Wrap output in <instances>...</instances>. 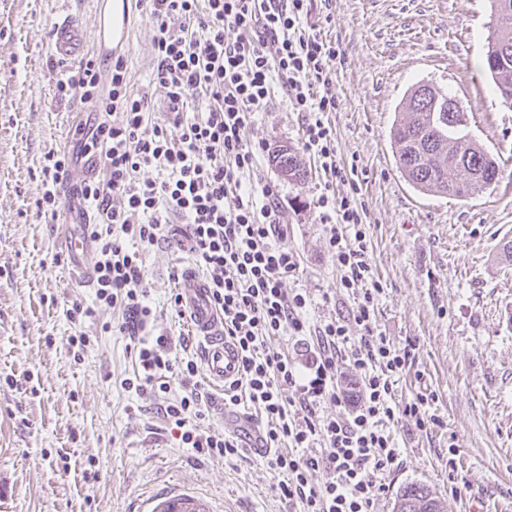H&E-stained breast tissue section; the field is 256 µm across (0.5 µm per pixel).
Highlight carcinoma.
<instances>
[{"instance_id": "cac0c4a2", "label": "carcinoma", "mask_w": 512, "mask_h": 512, "mask_svg": "<svg viewBox=\"0 0 512 512\" xmlns=\"http://www.w3.org/2000/svg\"><path fill=\"white\" fill-rule=\"evenodd\" d=\"M495 30L489 35L485 62L495 92L501 101L512 94V0H490ZM454 99L450 93L429 83L408 92L400 117L392 130L396 167L419 191L466 198L500 182L502 171L496 159L469 133L462 112H435V97ZM271 162L288 180L303 184L306 167L297 153L284 145L272 152ZM412 504V512H440V503L430 487L421 482L402 486L395 505Z\"/></svg>"}]
</instances>
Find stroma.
I'll list each match as a JSON object with an SVG mask.
<instances>
[{
	"label": "stroma",
	"instance_id": "stroma-1",
	"mask_svg": "<svg viewBox=\"0 0 512 512\" xmlns=\"http://www.w3.org/2000/svg\"><path fill=\"white\" fill-rule=\"evenodd\" d=\"M94 33L92 0H0V512H133L165 481L213 496L222 512H288L260 454L196 458L167 429L154 401L126 392L135 360L125 336L102 332L118 310H99L83 330L91 343L73 357L69 301L91 300L60 255L59 226L36 202L43 155L78 153L77 129L93 103L57 101L69 65L51 53L49 30L65 13ZM310 21L345 51L334 64L340 108L331 113L336 152L365 173L360 199L369 224L368 259L381 291L375 330L390 343H414L412 367L395 399L434 392L437 426L393 427L398 466L381 475L373 512H393L408 482L436 493L442 512H512V109L483 69L489 0H315ZM154 29L134 14L125 63L133 91L164 93L151 82ZM452 90L467 108L468 130L500 163L495 188L457 201L414 190L398 172L390 129L412 85ZM303 113L275 94L245 136L261 143L256 168L241 179L275 184L285 243L301 257L295 282L310 296L311 321L350 318L327 228L315 208L325 176L302 150ZM299 148L306 183L284 180L273 147ZM189 253L167 244L146 255L152 296L175 294L173 272Z\"/></svg>",
	"mask_w": 512,
	"mask_h": 512
}]
</instances>
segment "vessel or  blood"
Wrapping results in <instances>:
<instances>
[{
  "instance_id": "1",
  "label": "vessel or blood",
  "mask_w": 512,
  "mask_h": 512,
  "mask_svg": "<svg viewBox=\"0 0 512 512\" xmlns=\"http://www.w3.org/2000/svg\"><path fill=\"white\" fill-rule=\"evenodd\" d=\"M94 48L99 55L125 48L131 28L133 0H96ZM50 46L54 56L72 59L84 52L82 26L74 16L58 19L50 30ZM62 245L72 273L90 279L91 244L82 227L64 217ZM191 332L201 340V359L209 380L217 387L239 378L241 354L224 334V318L212 305L206 279L195 268H185L176 284ZM135 512H218L215 499L204 492L178 484L166 483L145 496Z\"/></svg>"
}]
</instances>
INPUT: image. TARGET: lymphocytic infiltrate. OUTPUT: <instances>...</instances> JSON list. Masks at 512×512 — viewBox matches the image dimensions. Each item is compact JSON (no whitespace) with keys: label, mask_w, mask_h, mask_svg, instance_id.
Returning <instances> with one entry per match:
<instances>
[{"label":"lymphocytic infiltrate","mask_w":512,"mask_h":512,"mask_svg":"<svg viewBox=\"0 0 512 512\" xmlns=\"http://www.w3.org/2000/svg\"><path fill=\"white\" fill-rule=\"evenodd\" d=\"M311 7L312 0H148L157 59L152 82L165 93L164 122L148 93L131 90L123 56L106 65L86 60L57 80L58 100L95 99L105 115H117L90 123L80 140L81 155L98 156L107 176L76 187L99 216L88 228L95 297L89 306L72 301L67 316L76 323L98 309H122L118 330L137 365L123 388L157 400L182 446L197 455H243L240 438L202 427L209 397L197 360L185 355L186 341L156 329L145 253L180 218L224 315V332L241 352V380L225 386L224 402L248 399L264 418L265 464L279 477L278 497L297 512H372L383 491L376 475L400 458L391 425L430 429L435 396L420 391L404 404L394 400L415 346L374 333L380 288L367 257L360 177L338 159L328 120L340 106L330 63L344 51L308 24ZM278 91L305 115L304 148L332 182L349 186L339 197L322 192L315 204L328 226L340 286L355 300L347 321L310 322V301L293 286L300 257L282 243L288 227L280 221L279 192L240 180L261 149L245 131ZM200 97L208 102L205 111L192 112ZM172 125L180 127L179 139H170ZM72 164L59 150L44 155L38 208L49 219L58 217L59 188ZM355 326L360 335H352ZM283 336L314 337L313 358L302 363L267 348L268 339ZM326 403L348 406L347 417L324 414Z\"/></svg>","instance_id":"lymphocytic-infiltrate-1"}]
</instances>
